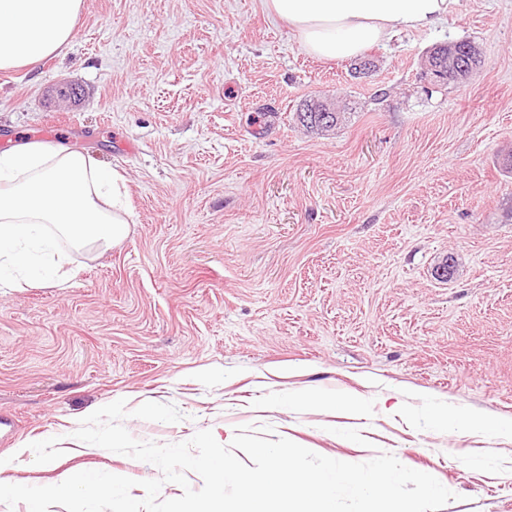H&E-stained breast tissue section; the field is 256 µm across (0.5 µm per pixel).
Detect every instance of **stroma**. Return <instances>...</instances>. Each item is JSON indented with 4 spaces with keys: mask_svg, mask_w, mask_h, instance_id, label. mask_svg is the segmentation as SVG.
Wrapping results in <instances>:
<instances>
[{
    "mask_svg": "<svg viewBox=\"0 0 512 512\" xmlns=\"http://www.w3.org/2000/svg\"><path fill=\"white\" fill-rule=\"evenodd\" d=\"M462 39L478 71L423 76L427 48ZM364 55L365 77L308 57L261 0H84L63 55L0 72V153L82 148L133 208L69 282L0 292V477L100 470L143 498L156 466L74 433L153 401L183 418L131 414L135 439L267 426L339 461L392 454L454 492L442 512H512V0H460ZM314 97L346 104L334 131L296 121ZM309 391L368 412L287 408ZM444 410L502 427L436 425Z\"/></svg>",
    "mask_w": 512,
    "mask_h": 512,
    "instance_id": "stroma-1",
    "label": "stroma"
}]
</instances>
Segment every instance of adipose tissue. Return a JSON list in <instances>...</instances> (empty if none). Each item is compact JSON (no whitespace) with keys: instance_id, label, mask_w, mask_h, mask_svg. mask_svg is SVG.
Segmentation results:
<instances>
[{"instance_id":"adipose-tissue-1","label":"adipose tissue","mask_w":512,"mask_h":512,"mask_svg":"<svg viewBox=\"0 0 512 512\" xmlns=\"http://www.w3.org/2000/svg\"><path fill=\"white\" fill-rule=\"evenodd\" d=\"M321 61L448 18L459 0H262ZM83 0H0V71L34 68L70 46ZM121 175L82 150L28 142L0 155V289L67 279L71 254L127 235Z\"/></svg>"}]
</instances>
